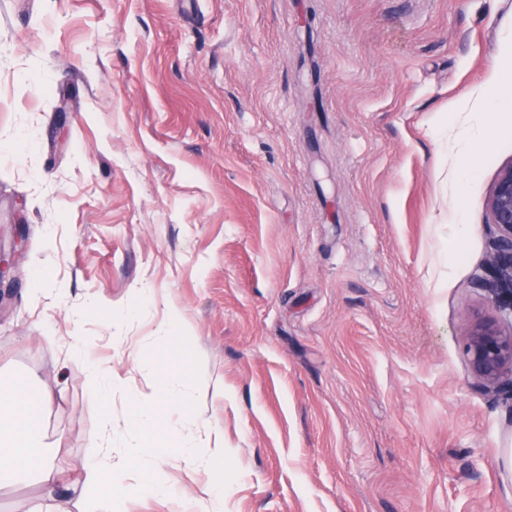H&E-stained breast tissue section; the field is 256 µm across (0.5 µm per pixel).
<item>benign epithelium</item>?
<instances>
[{"instance_id": "obj_1", "label": "benign epithelium", "mask_w": 512, "mask_h": 512, "mask_svg": "<svg viewBox=\"0 0 512 512\" xmlns=\"http://www.w3.org/2000/svg\"><path fill=\"white\" fill-rule=\"evenodd\" d=\"M487 208L489 225L493 229L489 278L485 285L495 304L498 317L512 325V163L504 168L489 196ZM24 240L22 221L14 224L10 256L0 253V313L7 309L10 289L3 281L22 254ZM464 352L475 374L488 391H499L512 385V331L503 332L494 322H485L470 334Z\"/></svg>"}]
</instances>
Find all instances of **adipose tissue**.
<instances>
[{"label":"adipose tissue","mask_w":512,"mask_h":512,"mask_svg":"<svg viewBox=\"0 0 512 512\" xmlns=\"http://www.w3.org/2000/svg\"><path fill=\"white\" fill-rule=\"evenodd\" d=\"M469 114H454L453 123L464 125L467 136L457 145L461 164L473 162L488 145L484 128L472 118L476 112L494 115L497 131L512 130V79L500 80L493 96H478L469 105ZM85 384L90 400L100 414L99 435L94 442L97 454L83 463L78 482L83 491V512H118L128 496L168 490L163 465L169 454H177L188 466L200 467L209 476L203 497L193 501L196 512H224V443L209 430L189 431L160 420V408L177 403L181 393L201 397L204 386L190 373L160 374L151 392L130 399L128 416L132 431L139 437L123 450L120 463L112 461V408L108 402L119 383L112 369L89 365ZM48 397L32 379H0V483L34 479L44 490L48 512H70L67 502L54 491L63 472L51 453L37 422Z\"/></svg>","instance_id":"adipose-tissue-1"}]
</instances>
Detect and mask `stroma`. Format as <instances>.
<instances>
[{"instance_id":"stroma-1","label":"stroma","mask_w":512,"mask_h":512,"mask_svg":"<svg viewBox=\"0 0 512 512\" xmlns=\"http://www.w3.org/2000/svg\"><path fill=\"white\" fill-rule=\"evenodd\" d=\"M510 43L512 0H0V225L27 230L0 377L48 395L59 498L99 432L85 343L124 381L116 456L152 371L197 372L224 512H512V402L464 354L512 132L455 195L434 121ZM172 308L185 353L154 339ZM167 471L124 512H182L204 477Z\"/></svg>"}]
</instances>
